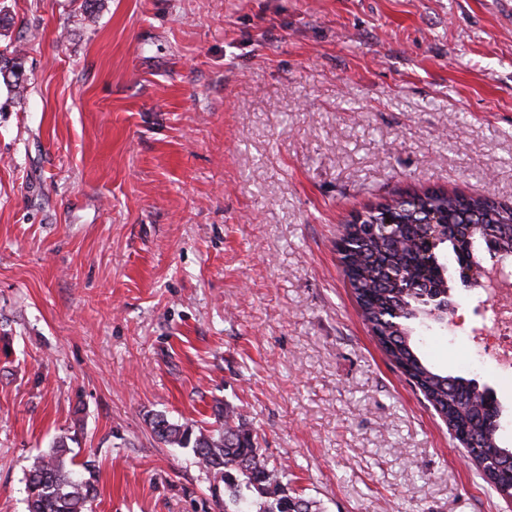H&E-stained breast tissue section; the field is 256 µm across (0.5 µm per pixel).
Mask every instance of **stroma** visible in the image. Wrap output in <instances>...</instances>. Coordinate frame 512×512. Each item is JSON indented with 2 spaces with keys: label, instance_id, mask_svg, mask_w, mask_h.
<instances>
[{
  "label": "stroma",
  "instance_id": "obj_1",
  "mask_svg": "<svg viewBox=\"0 0 512 512\" xmlns=\"http://www.w3.org/2000/svg\"><path fill=\"white\" fill-rule=\"evenodd\" d=\"M0 512L69 437L93 512H224L164 414L230 403L319 512H512L382 352L338 228L433 188L512 203V0H0ZM421 350L469 365L474 290Z\"/></svg>",
  "mask_w": 512,
  "mask_h": 512
}]
</instances>
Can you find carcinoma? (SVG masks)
<instances>
[{"mask_svg": "<svg viewBox=\"0 0 512 512\" xmlns=\"http://www.w3.org/2000/svg\"><path fill=\"white\" fill-rule=\"evenodd\" d=\"M380 207L393 211L396 218L389 235H373L366 224H348L340 232L354 247L342 260L361 315L381 349L448 429L459 439L476 441L480 469L492 483L499 466L512 462V448L505 447L501 438V421L496 413L476 408V380L439 372L423 358L418 331L427 320L419 300L425 289L410 284L423 279L435 286L436 293L450 289L446 263L450 253L459 279L473 285L482 278L480 248L512 257V207L488 194L440 189L409 199L397 195ZM429 210L439 211L447 221V240L433 247L428 228L421 224ZM216 415L220 427L213 430L195 431L161 414L151 419L150 426L158 440L192 449L197 463L224 485V512H290L286 468L268 461L258 436L235 406L226 403ZM69 453L61 437L49 452L33 459L26 482L28 512H87L95 489L67 467Z\"/></svg>", "mask_w": 512, "mask_h": 512, "instance_id": "1", "label": "carcinoma"}]
</instances>
